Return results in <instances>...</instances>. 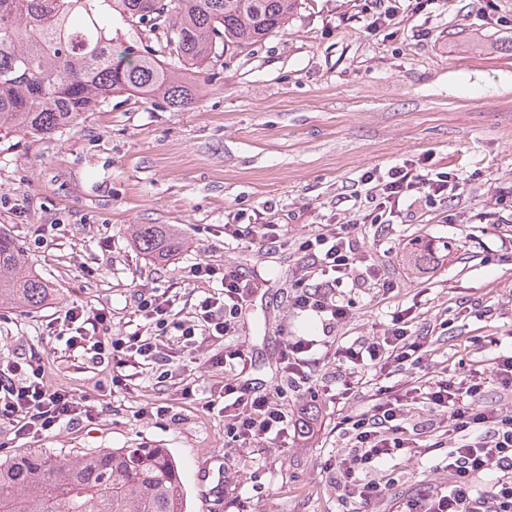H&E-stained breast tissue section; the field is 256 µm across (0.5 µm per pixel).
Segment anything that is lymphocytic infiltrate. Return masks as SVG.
Instances as JSON below:
<instances>
[{
  "mask_svg": "<svg viewBox=\"0 0 512 512\" xmlns=\"http://www.w3.org/2000/svg\"><path fill=\"white\" fill-rule=\"evenodd\" d=\"M360 181L373 204L361 222L382 234L391 228L400 205L420 201L432 208L461 189L450 173L424 174L406 162L365 171ZM357 225L337 224L291 243L301 271L292 285L291 307L318 318L327 336L351 317L344 286L372 288L386 300L395 291L378 266L360 254ZM312 270L320 273V282L310 283ZM189 273L201 284L192 316L174 319L172 296L155 288L139 289L137 308L150 321L153 333L112 335L111 315L98 312L95 323L108 339L97 345L92 363L131 362L157 370L164 379L174 374L171 340L198 348L231 335L237 315L257 291L256 284L207 262L194 263ZM411 320L408 310L395 309L381 335L337 346L336 355L345 367L337 400L363 391L369 376L390 375L435 356L437 337L426 327L411 330ZM317 345V340L303 336H290L282 343L279 365L290 384L309 382L318 363L313 353ZM495 362L496 375L491 379L476 375L459 379L441 370L423 380L377 387L363 410L342 417L336 433L346 440L347 450L328 459L326 468L334 474L337 500L345 512H377L386 489L374 476L381 465L398 457L436 454L442 455L448 468L449 483L406 498L391 512H512V415L485 399L491 386L512 394V355L498 356ZM284 397L282 388L263 391L236 373L225 375L219 393H208L201 402L203 408L223 413L224 432L243 456L255 442L284 448L302 438L305 414L289 415ZM94 417L95 409L84 395L47 380L38 349L0 363V424H8L15 438H39Z\"/></svg>",
  "mask_w": 512,
  "mask_h": 512,
  "instance_id": "f902f5d3",
  "label": "lymphocytic infiltrate"
}]
</instances>
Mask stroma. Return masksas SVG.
<instances>
[{"instance_id":"stroma-1","label":"stroma","mask_w":512,"mask_h":512,"mask_svg":"<svg viewBox=\"0 0 512 512\" xmlns=\"http://www.w3.org/2000/svg\"><path fill=\"white\" fill-rule=\"evenodd\" d=\"M382 9L379 0H301L280 31L225 53L212 76L199 77L192 108L116 94L51 138H0V232L57 290L41 309H0V357L37 347L48 381L97 411L92 422L31 440L13 439L2 424L1 459L33 448H166L182 468L189 512H336L324 462L342 446L339 413L358 412L368 398L332 401L341 387L335 347H318L313 372L327 394L284 400L292 414L312 407V434L285 452L263 445L254 463L232 456L223 416L185 393L195 384L219 390L224 371L209 358L225 343L247 345L245 377L268 390L287 383L278 365L285 336L323 337L319 319L290 307L292 249L228 244L224 227L282 224L291 239L317 232L352 219L364 171L423 156L458 174L463 194L440 208L413 205L384 235L359 226L362 253L399 294L386 303L355 291L336 334L379 335L400 303L419 325L447 322L437 361L494 375V357L512 352V0H398L393 19L373 27ZM136 224L172 225L184 246L155 260L135 247ZM419 241L438 252L425 268L409 257ZM199 261L259 289L230 340L179 349L175 377L161 384L155 371L127 365L129 385L116 389L115 365L94 366L67 347L75 305L90 318L109 311L113 334L149 333L134 301L143 285L174 296L175 313L189 316L198 288L189 269ZM437 361L396 377L430 376ZM154 400L169 415L140 417ZM448 481L437 458L400 460L382 512Z\"/></svg>"}]
</instances>
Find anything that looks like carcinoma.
I'll use <instances>...</instances> for the list:
<instances>
[{
	"label": "carcinoma",
	"instance_id": "1",
	"mask_svg": "<svg viewBox=\"0 0 512 512\" xmlns=\"http://www.w3.org/2000/svg\"><path fill=\"white\" fill-rule=\"evenodd\" d=\"M298 0H0V137L72 126L112 99L159 95L195 103L194 76L224 53L283 27ZM140 28L112 34L114 21ZM143 253L177 249L175 229L143 224ZM0 233V309H39L55 289L22 272ZM0 512H187L182 471L166 448H100L60 457L41 449L0 461Z\"/></svg>",
	"mask_w": 512,
	"mask_h": 512
}]
</instances>
